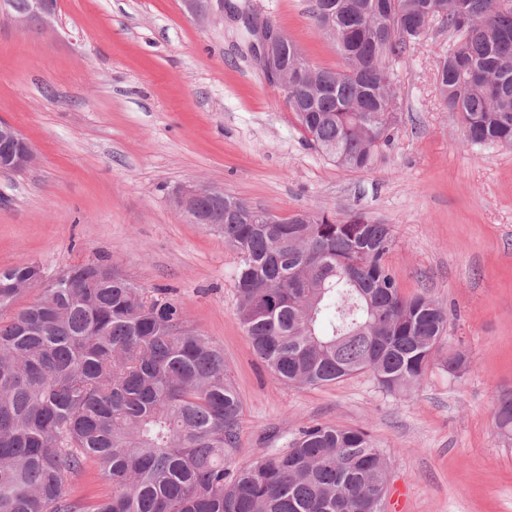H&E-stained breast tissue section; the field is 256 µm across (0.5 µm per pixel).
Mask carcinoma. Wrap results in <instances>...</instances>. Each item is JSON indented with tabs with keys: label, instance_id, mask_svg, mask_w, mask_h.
I'll return each instance as SVG.
<instances>
[{
	"label": "carcinoma",
	"instance_id": "cac0c4a2",
	"mask_svg": "<svg viewBox=\"0 0 512 512\" xmlns=\"http://www.w3.org/2000/svg\"><path fill=\"white\" fill-rule=\"evenodd\" d=\"M428 0H312L343 59L337 70L279 67L307 141L347 170L369 168L395 130L394 66L426 39ZM445 0L455 42L437 70L440 100L471 144L512 145V7ZM213 228L238 255L237 316L270 374L321 386L368 372L390 395L414 390L441 349L448 310L404 296L387 264L392 226L360 213L301 210L279 224L231 196ZM17 308L37 266L0 275V512H383L387 462L364 428L302 426L283 450L242 469V405L210 337L185 326L167 290L149 291L103 259L71 266ZM448 375L470 367L448 351ZM512 441V391L493 414ZM94 462L112 494L90 507L65 478Z\"/></svg>",
	"mask_w": 512,
	"mask_h": 512
}]
</instances>
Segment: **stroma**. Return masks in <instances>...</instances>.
Here are the masks:
<instances>
[{"label":"stroma","instance_id":"35a3bbf8","mask_svg":"<svg viewBox=\"0 0 512 512\" xmlns=\"http://www.w3.org/2000/svg\"><path fill=\"white\" fill-rule=\"evenodd\" d=\"M249 5L318 67L341 56L308 0H59L42 31L0 19V119L34 146L0 172V269L38 263L46 279L110 260L167 289L188 327L224 350L242 403L233 469L282 448L302 425L363 427L389 464L385 512H512V445L493 409L512 390V148L467 143L440 102L437 60L454 38L433 27L396 67L398 123L366 170L306 142L229 4ZM223 189L280 217L357 212L392 225L388 263L406 296L451 312L444 348L470 370L428 368L416 392L361 373L321 386L282 383L237 317L236 252L171 202L181 185Z\"/></svg>","mask_w":512,"mask_h":512}]
</instances>
